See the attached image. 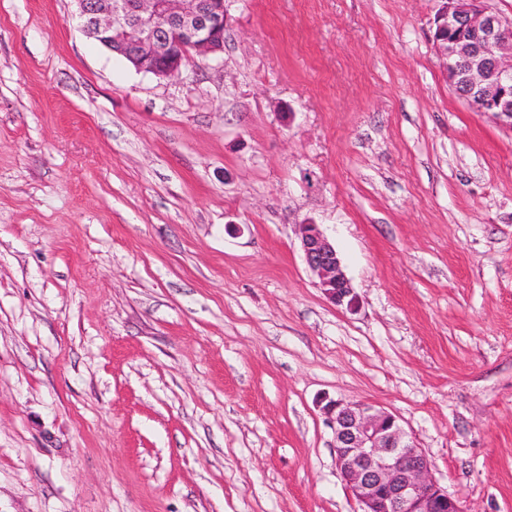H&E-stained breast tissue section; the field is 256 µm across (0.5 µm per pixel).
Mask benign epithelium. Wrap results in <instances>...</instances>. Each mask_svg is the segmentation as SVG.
I'll return each instance as SVG.
<instances>
[{
  "label": "benign epithelium",
  "mask_w": 512,
  "mask_h": 512,
  "mask_svg": "<svg viewBox=\"0 0 512 512\" xmlns=\"http://www.w3.org/2000/svg\"><path fill=\"white\" fill-rule=\"evenodd\" d=\"M83 32L135 69L173 79L198 59L224 60L226 0H75ZM432 43L448 85L477 111L512 128V20L487 0H439ZM301 250L336 306L356 295L336 248L318 224L299 225ZM336 467L361 512H464L432 476L431 461L397 417L363 402L323 406Z\"/></svg>",
  "instance_id": "obj_1"
}]
</instances>
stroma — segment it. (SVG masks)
<instances>
[{
  "label": "stroma",
  "instance_id": "stroma-1",
  "mask_svg": "<svg viewBox=\"0 0 512 512\" xmlns=\"http://www.w3.org/2000/svg\"><path fill=\"white\" fill-rule=\"evenodd\" d=\"M227 8L163 81L0 0V512H360L327 399L512 512V130L449 88L437 0ZM299 238L307 267L317 279L319 288L328 300L336 306L354 309L356 295L351 281L343 270L336 248L320 225L312 223L300 225Z\"/></svg>",
  "mask_w": 512,
  "mask_h": 512
}]
</instances>
